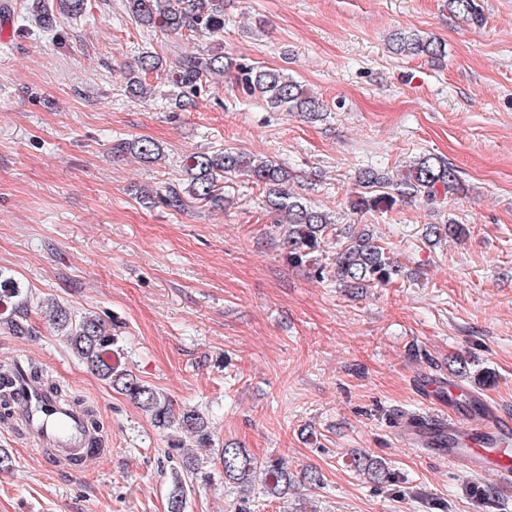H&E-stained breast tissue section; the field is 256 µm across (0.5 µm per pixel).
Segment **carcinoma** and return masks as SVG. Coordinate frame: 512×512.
<instances>
[{
	"instance_id": "cac0c4a2",
	"label": "carcinoma",
	"mask_w": 512,
	"mask_h": 512,
	"mask_svg": "<svg viewBox=\"0 0 512 512\" xmlns=\"http://www.w3.org/2000/svg\"><path fill=\"white\" fill-rule=\"evenodd\" d=\"M126 10L135 23L148 29L159 28L174 35L182 32L210 35L224 33V0H126ZM448 11L466 21L481 23V0H448ZM392 49L407 57H427L441 60L446 55L445 44L419 31H399L392 38ZM168 61L151 52H144L138 64L127 74L126 89L130 97L146 102L156 95L149 77L166 67ZM229 75L235 87L246 96L260 95L269 109L299 113L311 123L324 121L327 109L323 101L304 85L280 69L258 68L224 54L220 47L179 56L172 67L174 88L169 94L171 106L180 111L194 103L204 87L224 80ZM116 153L131 154L144 162L162 155L160 147L148 139L121 140L113 146ZM189 176L186 187H167L146 197L152 204L182 210L192 202L215 211L224 209V180L246 176L263 187L265 208L275 217V227L287 250L288 260L297 267L308 268L319 279L327 265L322 263L326 243L336 238L333 256V276L338 285L353 291L385 285L402 274L401 267L378 243L370 230L350 232L336 227V220L327 211L311 204L307 198L288 189L296 178L289 169L271 160L258 159L231 148L195 153L185 160ZM463 190L459 170L450 162L431 153H424L409 164L405 173L393 178L377 169L358 173L356 190L349 196L348 206L357 213L388 211L404 199L438 194H453ZM470 233L465 224L450 221L428 224L424 238L429 242L442 239L462 240ZM49 326L65 337L74 353L87 367L117 393L128 397L150 419L153 426L166 432L167 456L177 460L168 493V512H185L189 484L201 479L210 481L213 474L203 470L202 455L216 453L220 475L237 484L242 495L241 512H247L249 494L260 483L274 499H286L299 484L318 485L322 482L317 471L297 476L281 458L258 459L250 450L234 443L214 449L213 434L205 417L192 409L177 410L171 400L154 387L144 383L126 368L112 362L118 350L112 334V322L95 313L76 316L52 296L37 303ZM31 300L19 282L0 274V317L17 336L31 332ZM26 376L44 385L42 367L29 362H16L0 371V421L13 419V380ZM46 386V385H44ZM46 389L61 401L66 394L53 385ZM195 438L196 448L183 446L180 434ZM354 469L374 483H385L391 473L382 464L363 456L352 458Z\"/></svg>"
}]
</instances>
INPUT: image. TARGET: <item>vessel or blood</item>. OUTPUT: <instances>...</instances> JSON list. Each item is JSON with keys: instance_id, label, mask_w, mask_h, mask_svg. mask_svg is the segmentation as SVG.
Returning <instances> with one entry per match:
<instances>
[{"instance_id": "b4317fda", "label": "vessel or blood", "mask_w": 512, "mask_h": 512, "mask_svg": "<svg viewBox=\"0 0 512 512\" xmlns=\"http://www.w3.org/2000/svg\"><path fill=\"white\" fill-rule=\"evenodd\" d=\"M14 392L15 415L38 451L48 452L49 467H63L74 476L84 474L87 461L99 457L101 450L82 408L59 402L46 389L27 381L17 383ZM420 393L428 401L427 411L409 426L418 441L429 443L437 435H446L444 453L458 470L470 475L492 470L512 481L511 417L486 403L475 409L458 407L453 400L444 407L437 405L430 402L425 386Z\"/></svg>"}]
</instances>
